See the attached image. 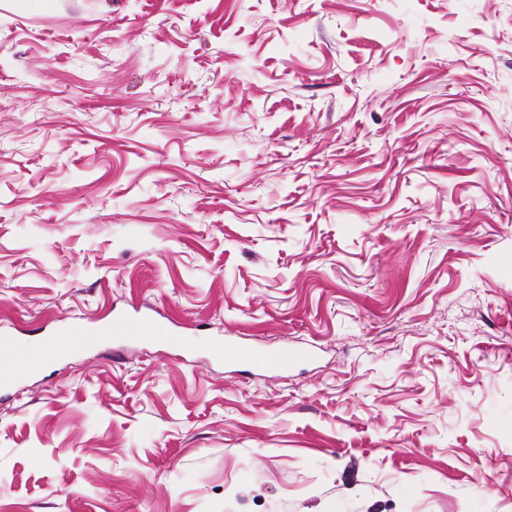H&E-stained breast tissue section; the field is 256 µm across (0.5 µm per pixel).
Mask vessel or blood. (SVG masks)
Returning <instances> with one entry per match:
<instances>
[{
  "label": "vessel or blood",
  "mask_w": 512,
  "mask_h": 512,
  "mask_svg": "<svg viewBox=\"0 0 512 512\" xmlns=\"http://www.w3.org/2000/svg\"><path fill=\"white\" fill-rule=\"evenodd\" d=\"M120 336H140L184 352L198 347L195 339L185 333H176L168 321L136 312L114 317L104 325L87 322L55 326L39 336L33 345L13 336H1L0 391L12 389L23 377L41 373L45 359L62 360L80 349L101 345ZM208 351L213 357L243 363L254 371L272 364L288 367L309 356L307 350L299 347L289 345L269 352L243 345L231 336L212 341Z\"/></svg>",
  "instance_id": "1"
}]
</instances>
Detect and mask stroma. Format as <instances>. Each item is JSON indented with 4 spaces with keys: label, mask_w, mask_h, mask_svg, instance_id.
<instances>
[{
    "label": "stroma",
    "mask_w": 512,
    "mask_h": 512,
    "mask_svg": "<svg viewBox=\"0 0 512 512\" xmlns=\"http://www.w3.org/2000/svg\"><path fill=\"white\" fill-rule=\"evenodd\" d=\"M0 512H512V0H0ZM120 336H142L184 352L199 347L188 334H177L168 321L138 312L114 317L106 325L87 322L52 327L38 336L37 350L26 340L1 336L0 391L12 389L25 376L41 373L45 358L62 360L82 348L102 345ZM208 352L215 358L225 361H238L247 365L252 371H260L271 364L288 367L310 357V353L299 347L285 346L278 351L269 352L264 349L246 346L232 336L216 339L208 345Z\"/></svg>",
    "instance_id": "obj_1"
}]
</instances>
